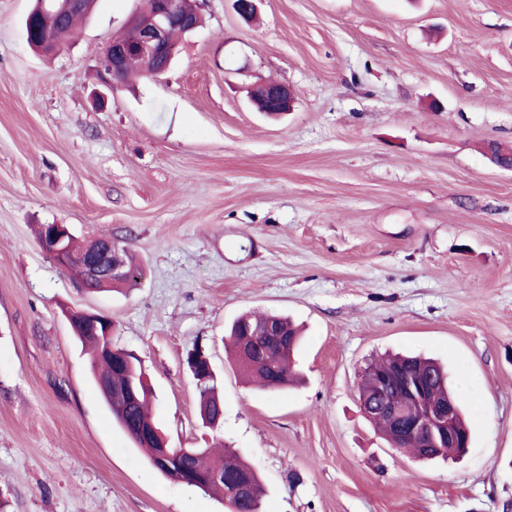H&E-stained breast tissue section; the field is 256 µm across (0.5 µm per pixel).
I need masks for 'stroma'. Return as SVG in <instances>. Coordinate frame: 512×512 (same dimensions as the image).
Returning a JSON list of instances; mask_svg holds the SVG:
<instances>
[{"mask_svg": "<svg viewBox=\"0 0 512 512\" xmlns=\"http://www.w3.org/2000/svg\"><path fill=\"white\" fill-rule=\"evenodd\" d=\"M33 0H0V512H227L167 479L113 421L67 311L111 318L173 444L203 448L184 363L202 345L224 442L262 512H512V0H199L166 79L93 103L96 61L137 0H97L47 58ZM292 86L272 121L248 89ZM125 241L133 288L88 294L35 228ZM252 310L304 328L298 385L245 384L222 336ZM448 368L472 427L457 460H417L365 418L360 375L388 352Z\"/></svg>", "mask_w": 512, "mask_h": 512, "instance_id": "obj_1", "label": "stroma"}]
</instances>
